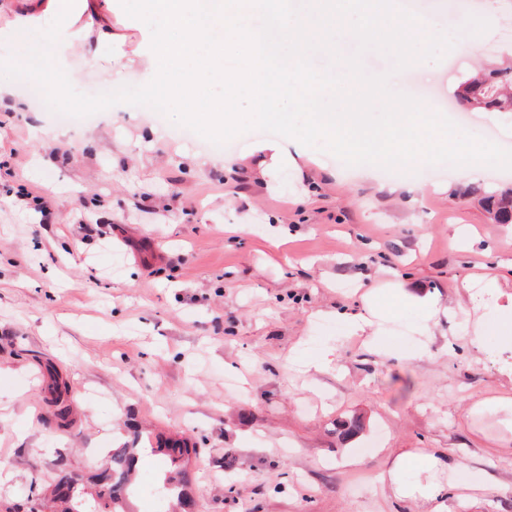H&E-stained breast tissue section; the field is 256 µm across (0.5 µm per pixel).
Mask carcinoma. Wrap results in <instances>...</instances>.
Returning <instances> with one entry per match:
<instances>
[{"label":"carcinoma","instance_id":"cac0c4a2","mask_svg":"<svg viewBox=\"0 0 512 512\" xmlns=\"http://www.w3.org/2000/svg\"><path fill=\"white\" fill-rule=\"evenodd\" d=\"M512 89V68L489 71L481 80L465 85L461 95L464 104H478L482 109L500 112L512 108V93L502 92ZM481 202L502 224L512 222V188H504L481 197ZM166 462L173 470L161 481L166 500L188 506L185 492L187 470L185 463L196 452L185 439H167L158 446ZM137 450L134 448H114L98 466L99 473L93 481V491L83 495L78 491L81 478L62 476L52 489L53 500L60 504L61 512H125L128 494L133 491Z\"/></svg>","mask_w":512,"mask_h":512}]
</instances>
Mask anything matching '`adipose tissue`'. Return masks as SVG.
Returning <instances> with one entry per match:
<instances>
[{
	"mask_svg": "<svg viewBox=\"0 0 512 512\" xmlns=\"http://www.w3.org/2000/svg\"><path fill=\"white\" fill-rule=\"evenodd\" d=\"M0 23L9 35L19 39L43 31L54 37L58 45L56 56L36 76L62 89L67 86L69 59L77 49L93 64L104 60L113 69L131 64L140 65L146 71L151 68L149 55L136 52L143 40L140 31L120 24L106 0H9L0 14ZM481 282L486 296L495 301L491 323L471 325L468 309L425 300L420 305L425 325L435 324L443 317L459 320L469 327L471 341L478 347L483 346L488 334L503 337L511 334L512 294H502L501 282L494 271H487Z\"/></svg>",
	"mask_w": 512,
	"mask_h": 512,
	"instance_id": "obj_1",
	"label": "adipose tissue"
}]
</instances>
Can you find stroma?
Instances as JSON below:
<instances>
[{
  "mask_svg": "<svg viewBox=\"0 0 512 512\" xmlns=\"http://www.w3.org/2000/svg\"><path fill=\"white\" fill-rule=\"evenodd\" d=\"M461 6L493 14V34L414 71L370 50L365 71L454 104L512 45L504 0ZM70 66L84 94L140 82L135 66ZM14 100L0 101V512H28L33 491L53 512L49 485L119 446L143 449L139 483L160 482L148 451L160 436L197 450L191 512H425L383 481L397 456L422 452L441 465L407 462V488L441 484L445 512H512V343L490 336L479 350L447 319L424 326L402 293L417 285L486 319L466 285L485 266L512 275V224L479 193L512 172L474 182L419 163L405 176L425 188L414 204L384 169L366 176L306 147L261 185L256 132L228 176L200 136L135 106L72 129ZM467 117L468 133L512 146V117ZM374 310L357 334L335 317ZM326 351L331 364L309 369ZM47 371L63 377L61 398ZM357 415L363 429L339 436Z\"/></svg>",
  "mask_w": 512,
  "mask_h": 512,
  "instance_id": "1",
  "label": "stroma"
}]
</instances>
